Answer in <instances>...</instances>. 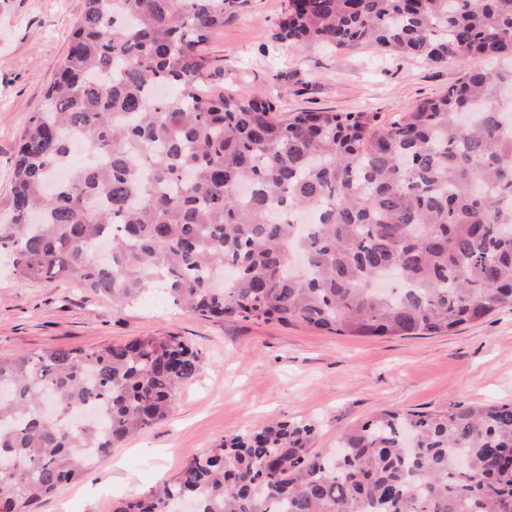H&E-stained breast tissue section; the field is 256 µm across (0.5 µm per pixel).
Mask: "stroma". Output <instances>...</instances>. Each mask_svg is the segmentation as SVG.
I'll list each match as a JSON object with an SVG mask.
<instances>
[{
    "label": "stroma",
    "instance_id": "35a3bbf8",
    "mask_svg": "<svg viewBox=\"0 0 512 512\" xmlns=\"http://www.w3.org/2000/svg\"><path fill=\"white\" fill-rule=\"evenodd\" d=\"M282 8L283 0H250L225 23L208 45L206 86L264 92L281 116L367 111L384 127L461 75L453 59L430 65L370 46L294 49L274 37ZM83 9L84 0H0V200L11 188L17 143ZM168 332L202 359L170 419L131 437L39 512H113L224 439L275 420L315 422L314 445L324 450L378 410L512 402V309L449 335L337 336L300 323L204 319L159 296L116 306L64 281L19 282L0 258V356Z\"/></svg>",
    "mask_w": 512,
    "mask_h": 512
}]
</instances>
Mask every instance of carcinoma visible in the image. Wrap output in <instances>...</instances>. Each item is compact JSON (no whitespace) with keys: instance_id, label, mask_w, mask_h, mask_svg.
Segmentation results:
<instances>
[{"instance_id":"obj_1","label":"carcinoma","mask_w":512,"mask_h":512,"mask_svg":"<svg viewBox=\"0 0 512 512\" xmlns=\"http://www.w3.org/2000/svg\"><path fill=\"white\" fill-rule=\"evenodd\" d=\"M248 2L85 0L0 212L18 280L339 336L449 334L512 308V0H284L292 47L463 65L383 129L201 88L205 45ZM77 139L91 164L51 185ZM200 361L173 333L0 357V512H36L167 420ZM314 434L246 431L113 512H512V403L381 410L337 452Z\"/></svg>"}]
</instances>
